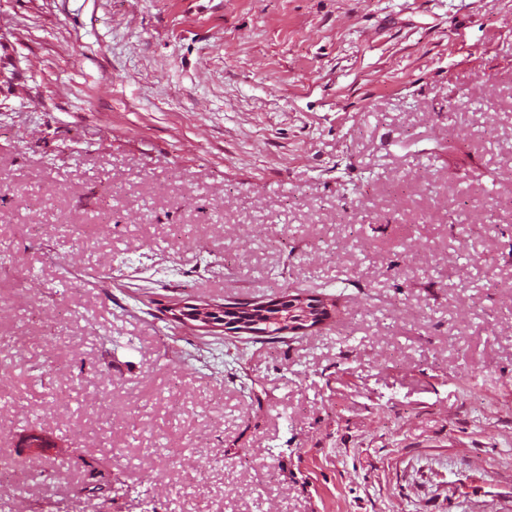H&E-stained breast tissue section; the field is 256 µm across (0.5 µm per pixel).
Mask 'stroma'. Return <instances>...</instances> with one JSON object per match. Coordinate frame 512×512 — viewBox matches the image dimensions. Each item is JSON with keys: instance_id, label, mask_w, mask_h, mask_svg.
I'll list each match as a JSON object with an SVG mask.
<instances>
[{"instance_id": "35a3bbf8", "label": "stroma", "mask_w": 512, "mask_h": 512, "mask_svg": "<svg viewBox=\"0 0 512 512\" xmlns=\"http://www.w3.org/2000/svg\"><path fill=\"white\" fill-rule=\"evenodd\" d=\"M1 71L0 512H512V0H0ZM275 307L271 309H267L266 312L268 313L267 324L263 325V330L266 334H264L262 337H266L267 340H273L276 338H279L282 336L281 334V326L280 323L282 319L288 316V304L285 302H280L274 304ZM310 307H307L306 305H301L304 309L302 317L303 319L301 322L303 323H309L313 322L314 324L311 326H304L300 325L299 323H291L290 317L293 314V312H290V316L288 317V328L283 329L282 333H297L299 331H304L308 328H315L321 325L323 321H325L330 316V311L324 309L322 300L316 299L312 300L310 302ZM283 322L281 325L283 326ZM185 305L195 307L196 309H191L188 311H184V315H179L178 312H176V316H172L169 313V316L172 317L174 321H178L180 323H183L185 326H188L194 330L198 331H204L208 329L209 327H215L214 321L208 314H215L216 313V306L212 305H192V304H182L179 305L180 307H183Z\"/></svg>"}]
</instances>
